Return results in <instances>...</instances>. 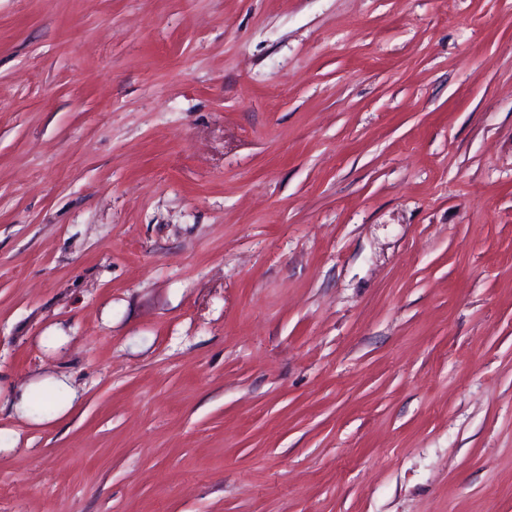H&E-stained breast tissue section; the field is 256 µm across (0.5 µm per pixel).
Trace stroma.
<instances>
[{
  "mask_svg": "<svg viewBox=\"0 0 512 512\" xmlns=\"http://www.w3.org/2000/svg\"><path fill=\"white\" fill-rule=\"evenodd\" d=\"M0 512H512V0H0Z\"/></svg>",
  "mask_w": 512,
  "mask_h": 512,
  "instance_id": "obj_1",
  "label": "stroma"
}]
</instances>
